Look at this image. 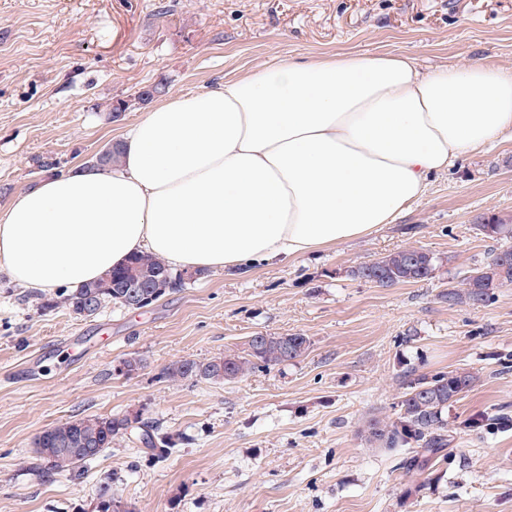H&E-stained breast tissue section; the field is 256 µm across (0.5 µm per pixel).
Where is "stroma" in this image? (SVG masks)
<instances>
[{"mask_svg":"<svg viewBox=\"0 0 512 512\" xmlns=\"http://www.w3.org/2000/svg\"><path fill=\"white\" fill-rule=\"evenodd\" d=\"M343 52L512 71V0H0V211L46 176L38 159L64 174L117 141L147 110L135 100L144 86L166 82L171 96L288 55ZM118 98L131 106L115 122ZM494 214L512 216L505 137L461 155L369 236L245 275L212 271L147 309L46 310L43 293L0 274V512H95L104 482L132 512H512V427L454 429L436 480L407 500V449L361 435L369 415H393L408 370L478 373L457 419L512 405V284L486 306L440 299L501 248L478 229ZM407 247L434 254L433 278L379 288L352 277ZM258 332L311 346L233 383L161 375ZM130 357L141 369L114 374ZM125 414L176 445L149 455L135 428L80 472L26 470L45 428Z\"/></svg>","mask_w":512,"mask_h":512,"instance_id":"stroma-1","label":"stroma"}]
</instances>
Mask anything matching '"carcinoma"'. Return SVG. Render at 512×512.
<instances>
[{"mask_svg": "<svg viewBox=\"0 0 512 512\" xmlns=\"http://www.w3.org/2000/svg\"><path fill=\"white\" fill-rule=\"evenodd\" d=\"M480 230L492 239H512V218L492 216ZM383 275L374 285L390 288L394 285L424 281L432 278L437 267L436 257L422 248H403L374 261ZM188 270H172L161 258L149 253H136L125 263L115 267L105 277L75 290L62 288L42 303V308L64 307L76 316H82L80 303L92 296L95 311L112 303L125 306L126 289L120 284L135 277L158 281L163 291L159 300L170 291L193 283L186 277ZM512 284V264L501 266L491 257L483 266L466 276L461 286L448 288L440 298L448 306H485L495 299L498 288ZM311 341L301 333L270 336L256 333L246 340L242 350L213 357L207 361L191 359L174 362L163 369L162 375L172 382L208 380L231 383L260 369H270L301 359L309 350ZM479 376L465 370L438 371L418 374L410 370L401 381L402 392L393 416H369L363 426L365 441L379 448L407 447L410 456L402 463L406 475L412 478L403 491L406 499L418 494L431 484L433 468L451 444L448 429V410L460 395L475 386ZM129 416H86L48 427L34 439V456L30 469L40 477L56 472L71 471L95 460L112 441L127 431ZM512 426V418L502 411L498 414H475L463 421V427L479 434L486 430ZM143 443L152 454L161 457L174 447L175 440L151 425L143 435ZM98 500L105 506L102 512H133L112 494L108 484L100 486Z\"/></svg>", "mask_w": 512, "mask_h": 512, "instance_id": "cac0c4a2", "label": "carcinoma"}]
</instances>
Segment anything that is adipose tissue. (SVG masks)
Listing matches in <instances>:
<instances>
[{"mask_svg": "<svg viewBox=\"0 0 512 512\" xmlns=\"http://www.w3.org/2000/svg\"><path fill=\"white\" fill-rule=\"evenodd\" d=\"M512 131V72L404 54L284 57L153 105L110 168L46 175L0 212V269L77 289L130 254L247 270L371 234Z\"/></svg>", "mask_w": 512, "mask_h": 512, "instance_id": "ef3b65f1", "label": "adipose tissue"}]
</instances>
